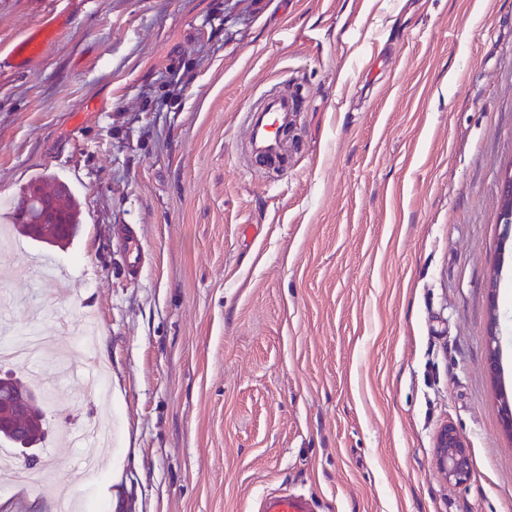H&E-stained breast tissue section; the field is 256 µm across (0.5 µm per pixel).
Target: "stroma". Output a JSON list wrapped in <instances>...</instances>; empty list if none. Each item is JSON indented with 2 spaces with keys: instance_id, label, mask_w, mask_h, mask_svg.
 I'll return each mask as SVG.
<instances>
[{
  "instance_id": "stroma-1",
  "label": "stroma",
  "mask_w": 512,
  "mask_h": 512,
  "mask_svg": "<svg viewBox=\"0 0 512 512\" xmlns=\"http://www.w3.org/2000/svg\"><path fill=\"white\" fill-rule=\"evenodd\" d=\"M50 14L56 41L6 65ZM273 87L301 110L264 166L240 114ZM510 170L512 0H0V226L40 177L80 221L21 239L0 317L96 315L109 371L103 403L54 356L16 369L44 380L38 469L75 466L63 433L106 413L105 469L73 490L105 512H255L283 486L315 512H512ZM54 499L0 483V512ZM436 455L444 479L451 485L464 484L470 475L469 448L451 424H443L435 435Z\"/></svg>"
}]
</instances>
